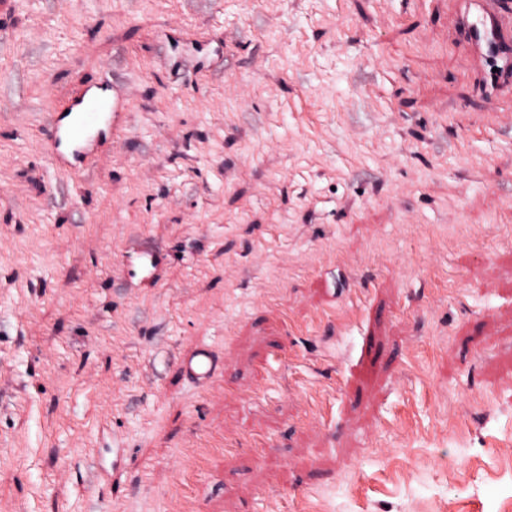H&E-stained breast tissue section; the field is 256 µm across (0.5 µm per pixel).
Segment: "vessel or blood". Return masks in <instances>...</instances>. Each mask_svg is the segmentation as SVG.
Instances as JSON below:
<instances>
[{
	"mask_svg": "<svg viewBox=\"0 0 512 512\" xmlns=\"http://www.w3.org/2000/svg\"><path fill=\"white\" fill-rule=\"evenodd\" d=\"M455 35L471 52L485 93L512 91V0H460ZM129 108L122 86L99 72L83 80L60 108L49 110L45 149L55 170L76 177L111 149ZM217 368L209 349L182 361L183 373L208 382Z\"/></svg>",
	"mask_w": 512,
	"mask_h": 512,
	"instance_id": "obj_1",
	"label": "vessel or blood"
}]
</instances>
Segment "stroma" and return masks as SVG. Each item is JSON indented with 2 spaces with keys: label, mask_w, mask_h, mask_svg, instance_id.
I'll use <instances>...</instances> for the list:
<instances>
[{
  "label": "stroma",
  "mask_w": 512,
  "mask_h": 512,
  "mask_svg": "<svg viewBox=\"0 0 512 512\" xmlns=\"http://www.w3.org/2000/svg\"><path fill=\"white\" fill-rule=\"evenodd\" d=\"M456 3L0 16V512H512V94ZM103 59L124 136L59 175ZM123 87L99 72L83 80L59 109L46 113L45 149L55 170L76 177L117 142L129 108ZM180 367L186 376L207 384L216 371L217 362L209 349L199 348L182 361Z\"/></svg>",
  "instance_id": "stroma-1"
}]
</instances>
